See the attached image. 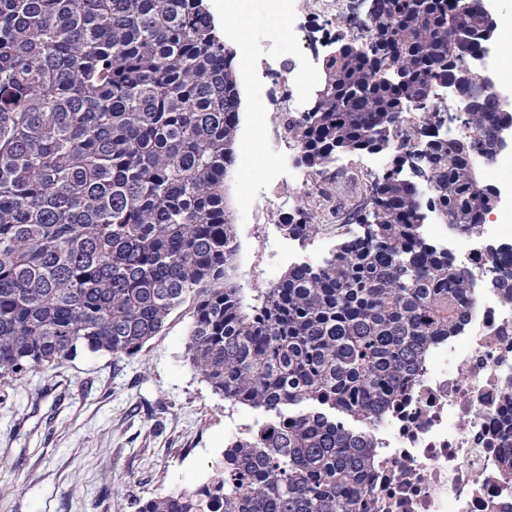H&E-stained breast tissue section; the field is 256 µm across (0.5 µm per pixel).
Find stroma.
<instances>
[{
    "label": "stroma",
    "instance_id": "1",
    "mask_svg": "<svg viewBox=\"0 0 512 512\" xmlns=\"http://www.w3.org/2000/svg\"><path fill=\"white\" fill-rule=\"evenodd\" d=\"M247 3L261 19L247 38L256 58L237 62L236 73L241 94L260 109L239 112L225 193L238 245L231 280L252 307L290 266L266 249L267 239L292 244L300 261L317 265L345 231L323 228L306 240L290 239L280 218L268 217L264 196H281L286 213L310 199L292 196L291 181L271 178L252 150L256 129L281 108L287 72L322 63L338 24L306 15L297 22L296 43H275L266 0ZM247 186L258 194L244 197ZM193 312L186 301L135 356L81 352L56 369L0 380V512H134L133 497L205 482L225 442L265 421V413L214 393L190 364Z\"/></svg>",
    "mask_w": 512,
    "mask_h": 512
}]
</instances>
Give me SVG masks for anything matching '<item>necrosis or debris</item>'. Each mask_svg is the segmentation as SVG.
Returning a JSON list of instances; mask_svg holds the SVG:
<instances>
[{
	"label": "necrosis or debris",
	"mask_w": 512,
	"mask_h": 512,
	"mask_svg": "<svg viewBox=\"0 0 512 512\" xmlns=\"http://www.w3.org/2000/svg\"><path fill=\"white\" fill-rule=\"evenodd\" d=\"M276 35L291 41L298 15L345 18L349 0H278ZM483 225L478 238L449 240L458 262L492 266ZM461 306L460 331L429 343L412 380L369 436L363 512H512V301L477 287Z\"/></svg>",
	"instance_id": "obj_1"
}]
</instances>
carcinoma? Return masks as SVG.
Wrapping results in <instances>:
<instances>
[{
	"instance_id": "cac0c4a2",
	"label": "carcinoma",
	"mask_w": 512,
	"mask_h": 512,
	"mask_svg": "<svg viewBox=\"0 0 512 512\" xmlns=\"http://www.w3.org/2000/svg\"><path fill=\"white\" fill-rule=\"evenodd\" d=\"M478 34L467 0H375L362 47L323 62L306 112L284 117L298 162L323 178L338 152L382 151L431 88L461 82L448 21ZM235 55L203 0H0V379L78 352L138 354L187 299L189 359L212 390L269 418L229 439L208 480L134 500L135 512H361L366 434L404 394L424 346L455 334L471 269L427 242V208L461 236L496 203L478 170L512 112L479 92L433 134L413 179L387 169L356 206L358 230L288 269L244 311L225 182L241 104ZM410 75L404 99L391 67ZM288 236L315 232L303 208ZM487 288L512 296V243Z\"/></svg>"
}]
</instances>
